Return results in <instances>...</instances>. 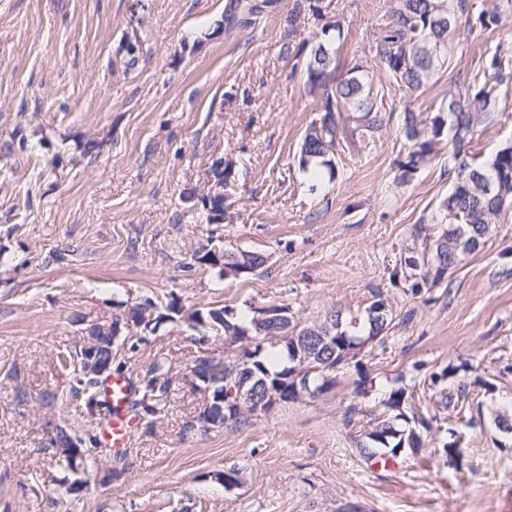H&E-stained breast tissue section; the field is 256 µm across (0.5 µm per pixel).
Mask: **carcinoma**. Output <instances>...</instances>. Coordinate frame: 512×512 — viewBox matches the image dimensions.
Returning <instances> with one entry per match:
<instances>
[{
	"label": "carcinoma",
	"instance_id": "1",
	"mask_svg": "<svg viewBox=\"0 0 512 512\" xmlns=\"http://www.w3.org/2000/svg\"><path fill=\"white\" fill-rule=\"evenodd\" d=\"M241 0H228L224 8V23L236 26L249 23L240 15ZM317 11L312 0H296L288 13V36L296 32L301 14ZM469 29L495 31L512 23V5L497 4L489 10L476 11L473 0H390L386 18L373 34L370 46L373 65L385 69L395 83L409 91L426 85L439 71L448 68L452 55L448 45L461 24ZM322 39L315 44L306 65V89L322 90L318 111L323 113L320 123H312L300 146V166L323 168L329 176L335 174L334 156L341 140L347 138V115L355 114L359 128L363 130L360 143L368 145L374 135L383 128V117L377 106V94L370 76L373 65L368 62L353 64L341 78H335V41L344 36L340 21H328L321 29ZM512 74V43L499 41L494 50L487 52L482 66L470 79L456 83L455 90L448 92L437 105L423 112L404 109L402 133L407 145L406 160L399 166L398 180L412 179L423 166L448 156L452 162L448 173L452 174L448 193L437 202L430 222L440 221L447 225L440 234L427 238L424 251L431 254L427 260L410 256L406 266L419 272L423 285L435 288L442 284L448 270L455 267L463 248L458 236L483 242L512 210V141L505 142L494 155L477 162L471 156L470 144L478 133L492 127L499 112V87L507 83ZM211 243L200 245L192 254L187 267L206 266L218 277L228 278L232 271L247 266L253 271L262 269L267 256L260 251H225L222 260L211 255ZM385 300L381 297L366 307L362 318V334L351 333L343 327L339 312L334 311L319 323L318 335H331L326 343L311 340L310 348L316 349L308 364V371L296 377L298 363L294 361V339L289 337L286 326L277 322H255L252 305L247 312H232L229 307L196 309L189 314L175 303L167 306V312L157 311L156 304L146 301L133 306L130 318L134 324L141 319H153L150 331L167 322L182 321L198 332V340L212 333L224 338V343L236 351L225 357L203 356L209 369V395L221 394L224 401L233 402L239 392H250L260 399L268 389L279 388L280 399L295 402L308 395L314 397L328 389L331 380L327 376L336 372L341 354L362 345L369 339L380 337L392 322V314L383 312ZM104 323L95 322L83 331L96 338L101 362L112 364L114 355L121 348L133 351L143 337L132 339L124 333L119 338L103 330ZM69 363L77 372L74 392L85 393L84 405L89 414L107 407V402L97 397L98 377L82 364L81 358L69 355ZM147 379L140 386L139 397L130 401L135 416L153 422L167 407L171 391L170 366L163 358L154 359L142 374ZM403 413L377 423L358 443L359 454L367 459L395 456L399 447L415 450L422 445L418 432L411 428L399 429L395 421ZM91 441L93 452L77 458L73 444L80 438L65 427L57 426L50 439L59 465L77 474L80 468L94 460L99 450L97 435L88 430L84 433Z\"/></svg>",
	"mask_w": 512,
	"mask_h": 512
}]
</instances>
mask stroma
<instances>
[{
    "label": "stroma",
    "instance_id": "35a3bbf8",
    "mask_svg": "<svg viewBox=\"0 0 512 512\" xmlns=\"http://www.w3.org/2000/svg\"><path fill=\"white\" fill-rule=\"evenodd\" d=\"M225 3L0 0V512H512V435L497 427L512 418V219L418 290L404 259L439 230L419 221L447 193L448 164L396 182L404 105L440 101L497 36L459 30L451 65L412 93L374 69L383 130L364 149L342 141L338 177L314 183L299 153L321 114L293 64L328 19L345 30L340 69L369 59L389 0H323L289 41L295 0L234 29ZM508 140L512 91L471 152L482 160ZM228 158L242 164L224 223L210 224L197 195ZM210 239L263 252V272L222 280L189 267ZM378 294L393 317L384 341L366 342L322 394L242 427L192 425L206 394L187 377L204 353L223 355V339L166 323L120 350L131 376L167 359L168 408L68 493L74 476L47 445L54 427L104 422L57 361L81 323L148 299L187 312L276 301L303 326L334 311L347 324ZM400 387L406 415L425 420L423 445L380 468L357 444ZM453 440L455 464L443 451Z\"/></svg>",
    "mask_w": 512,
    "mask_h": 512
}]
</instances>
